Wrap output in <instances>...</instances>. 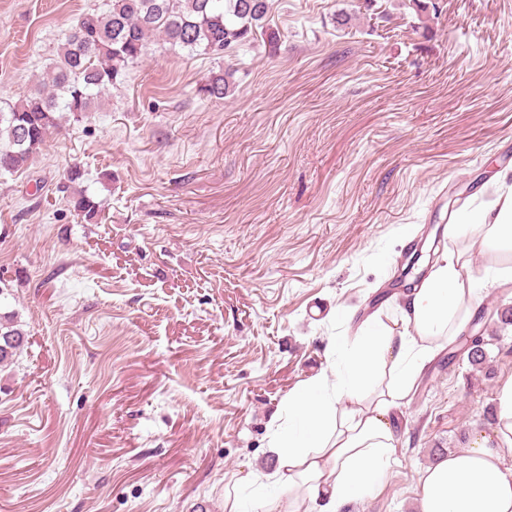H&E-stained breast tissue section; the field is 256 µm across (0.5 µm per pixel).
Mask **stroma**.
<instances>
[{"instance_id": "35a3bbf8", "label": "stroma", "mask_w": 512, "mask_h": 512, "mask_svg": "<svg viewBox=\"0 0 512 512\" xmlns=\"http://www.w3.org/2000/svg\"><path fill=\"white\" fill-rule=\"evenodd\" d=\"M105 3L0 0V101ZM267 26L276 48L151 42L0 182V312L26 333L0 368V512H224L225 483L274 472L289 392L397 316L512 168V0H270ZM227 63L233 93L199 96ZM485 265L464 333L487 371L438 350L394 411L384 482L341 512H420L432 449L491 434L512 288Z\"/></svg>"}]
</instances>
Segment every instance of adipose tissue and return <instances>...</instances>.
<instances>
[{
    "instance_id": "obj_1",
    "label": "adipose tissue",
    "mask_w": 512,
    "mask_h": 512,
    "mask_svg": "<svg viewBox=\"0 0 512 512\" xmlns=\"http://www.w3.org/2000/svg\"><path fill=\"white\" fill-rule=\"evenodd\" d=\"M496 180L494 201L464 207L449 225L456 249L407 295L399 320L368 319L329 371L289 394L288 418L272 439L274 477L303 512H340L385 479L395 441L392 410L434 347L453 342L475 311L480 290L464 274L468 255L512 257V178L501 172ZM505 448L512 450V380L499 390L492 436L475 437L469 448L449 452L424 472L420 512H512Z\"/></svg>"
}]
</instances>
